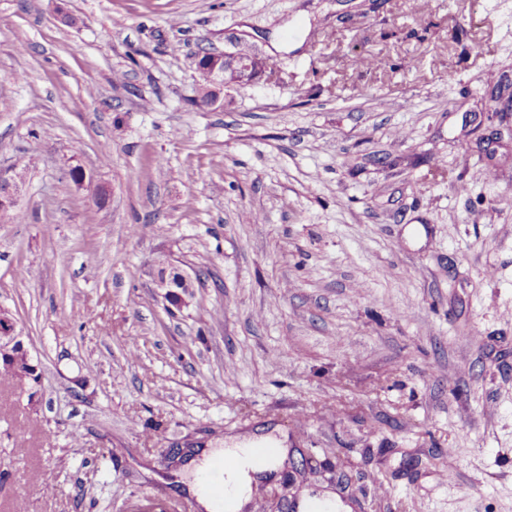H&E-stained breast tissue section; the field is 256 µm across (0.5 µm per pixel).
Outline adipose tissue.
<instances>
[{
  "instance_id": "ef3b65f1",
  "label": "adipose tissue",
  "mask_w": 512,
  "mask_h": 512,
  "mask_svg": "<svg viewBox=\"0 0 512 512\" xmlns=\"http://www.w3.org/2000/svg\"><path fill=\"white\" fill-rule=\"evenodd\" d=\"M283 453L282 441L272 440L268 459L266 463L260 464L256 461L254 442H236L225 448L210 442L195 451L187 466L186 476L180 477L179 482L195 498L202 512H212L214 500L202 490L197 475L213 461L224 459V509L225 512H240L251 498L261 476L274 471Z\"/></svg>"
}]
</instances>
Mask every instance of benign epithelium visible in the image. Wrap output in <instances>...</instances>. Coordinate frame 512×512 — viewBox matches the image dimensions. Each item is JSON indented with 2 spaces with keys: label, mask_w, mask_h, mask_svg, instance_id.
<instances>
[{
  "label": "benign epithelium",
  "mask_w": 512,
  "mask_h": 512,
  "mask_svg": "<svg viewBox=\"0 0 512 512\" xmlns=\"http://www.w3.org/2000/svg\"><path fill=\"white\" fill-rule=\"evenodd\" d=\"M197 67L203 71L210 84L211 95L204 101L208 107L224 106V86L229 83L246 85L259 73L268 68L267 62L251 54L204 53V60L197 61ZM24 182V170L17 166L0 167V211L7 213L19 205L21 185ZM157 286L166 289L169 300L182 298L180 290L192 287L189 275L178 268L171 269L159 277ZM21 346L12 319L6 313L0 314V358H8Z\"/></svg>",
  "instance_id": "1"
}]
</instances>
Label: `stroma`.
Here are the masks:
<instances>
[{"label": "stroma", "mask_w": 512, "mask_h": 512, "mask_svg": "<svg viewBox=\"0 0 512 512\" xmlns=\"http://www.w3.org/2000/svg\"><path fill=\"white\" fill-rule=\"evenodd\" d=\"M15 162L0 512H186L172 446L266 433L246 512H512V0H0ZM198 57L197 67L203 71L209 81L212 93L203 103L208 107H223L224 86L229 83L246 85L269 66L258 55L235 53L204 52ZM158 288H166L165 296L169 300L182 299L181 293L172 290L171 288H177L184 290V288H192V280L189 275L184 273L178 268H172L165 275L160 276L157 283ZM1 373L22 382L30 373L28 359L23 349L18 350L10 361H2Z\"/></svg>", "instance_id": "35a3bbf8"}]
</instances>
